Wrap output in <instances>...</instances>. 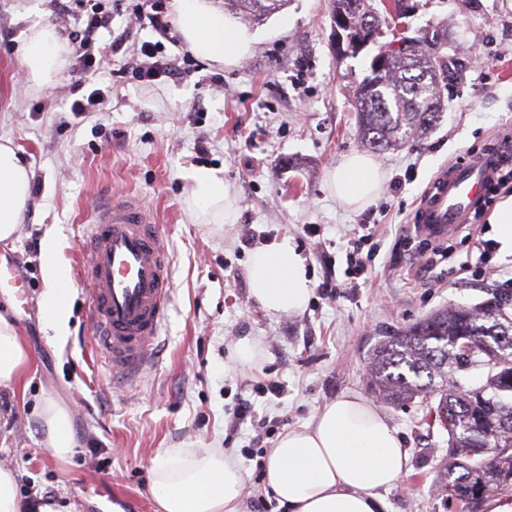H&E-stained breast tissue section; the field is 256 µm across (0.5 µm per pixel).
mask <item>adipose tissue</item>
I'll use <instances>...</instances> for the list:
<instances>
[{
	"instance_id": "1",
	"label": "adipose tissue",
	"mask_w": 512,
	"mask_h": 512,
	"mask_svg": "<svg viewBox=\"0 0 512 512\" xmlns=\"http://www.w3.org/2000/svg\"><path fill=\"white\" fill-rule=\"evenodd\" d=\"M173 6L178 33L202 60L231 66L250 51L254 35L211 0H174ZM21 55L32 79L50 82L61 55L54 28L35 29ZM32 178L10 141L0 142V243L12 242L18 231ZM381 184L378 162L362 154L344 157L328 179L337 201L350 209L364 207ZM185 195L196 219L227 222L236 217L234 195L212 168L193 169ZM57 250L54 235H47L48 287L41 305L60 331L70 317V301L62 292L71 281ZM247 278L251 298L271 317L303 308L311 292L305 259L286 236L251 252ZM31 360L15 325L0 313V387L17 385ZM41 417L47 447L57 457L70 455L74 439L66 409L49 401ZM410 470L409 454L381 410L363 396L344 394L279 438L266 457L263 482L285 512H384L381 490L401 482ZM152 474L151 492L160 512H240L247 493L239 461L218 448L164 449L153 460Z\"/></svg>"
}]
</instances>
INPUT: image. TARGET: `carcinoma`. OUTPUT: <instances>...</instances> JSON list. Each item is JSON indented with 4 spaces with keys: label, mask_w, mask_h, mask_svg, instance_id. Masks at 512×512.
<instances>
[{
    "label": "carcinoma",
    "mask_w": 512,
    "mask_h": 512,
    "mask_svg": "<svg viewBox=\"0 0 512 512\" xmlns=\"http://www.w3.org/2000/svg\"><path fill=\"white\" fill-rule=\"evenodd\" d=\"M285 0H225L250 20L281 8ZM331 24L344 31L343 48L355 54L357 27L386 18L373 0H333ZM350 20L351 26L339 24ZM439 34L388 46L374 55L358 87L356 110L367 148L385 150L425 134L438 117V93L448 62L437 54ZM486 367L485 381L468 373ZM368 372L380 398L403 405L417 397L438 399L437 414L450 422V451L441 482L457 512H482L489 495L512 491V317L501 303L454 306L387 337Z\"/></svg>",
    "instance_id": "carcinoma-1"
}]
</instances>
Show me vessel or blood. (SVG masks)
<instances>
[{"label": "vessel or blood", "instance_id": "b4317fda", "mask_svg": "<svg viewBox=\"0 0 512 512\" xmlns=\"http://www.w3.org/2000/svg\"><path fill=\"white\" fill-rule=\"evenodd\" d=\"M510 164L512 135L506 134L493 148L443 167L419 199L417 223L430 235L448 236ZM87 249L83 277L91 286L89 316L100 351L116 372L152 367L172 284L163 236L136 199L115 195L97 211Z\"/></svg>", "mask_w": 512, "mask_h": 512}]
</instances>
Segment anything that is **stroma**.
I'll return each instance as SVG.
<instances>
[{"label": "stroma", "mask_w": 512, "mask_h": 512, "mask_svg": "<svg viewBox=\"0 0 512 512\" xmlns=\"http://www.w3.org/2000/svg\"><path fill=\"white\" fill-rule=\"evenodd\" d=\"M408 17L388 21L383 43L437 26L451 80L441 87L443 110L422 138L375 152L383 181L365 207L350 210L327 191L344 155L364 152L355 96L378 51L371 45L337 58L332 0H287L263 22L251 54L231 67L198 61L184 80L97 78L111 87L108 111L74 113L82 93L59 65L51 83L28 79L18 49L34 28H80L58 17L50 0H0V140L30 165L34 191L16 239L0 257L22 270L25 297L0 291L34 361L25 393L0 389V466L12 470L24 502L59 512H158L150 464L167 448H223L238 459L252 500L265 497L257 467L275 437L250 444L252 430L228 415L237 399L279 433L307 424L343 394L372 397L367 362L385 337L451 305H479L502 289L500 269L512 254L481 255L490 223L473 236L454 235L452 261L418 270L423 252L413 224L417 200L446 164L486 150L512 132V0H407ZM216 169L237 198L231 224H201L183 187L193 168ZM115 194L137 198L166 241L172 288L155 366L133 378L114 373L89 324L90 287L80 277L97 207ZM368 225L372 258L355 280L345 276L348 230ZM58 238L73 283L68 329L56 333L42 311L47 283L42 245ZM293 238L306 259L313 290L303 310L267 316L249 295L253 248ZM334 265L337 289L321 283ZM260 339L263 357L243 366L232 357L238 339ZM278 380L283 395L256 396ZM71 414L74 452L59 459L44 444L46 401ZM410 453L412 470L384 491L386 512H448L438 491L448 433L433 407L382 405Z\"/></svg>", "instance_id": "1"}]
</instances>
